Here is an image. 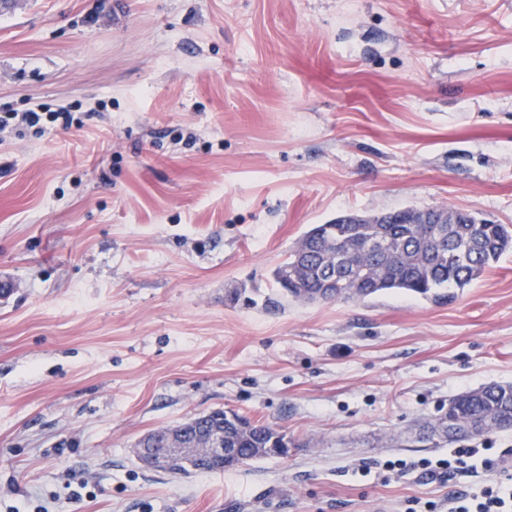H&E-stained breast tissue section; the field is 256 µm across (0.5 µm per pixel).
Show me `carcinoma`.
I'll return each instance as SVG.
<instances>
[{"mask_svg":"<svg viewBox=\"0 0 512 512\" xmlns=\"http://www.w3.org/2000/svg\"><path fill=\"white\" fill-rule=\"evenodd\" d=\"M512 249L506 224H316L303 234L272 276L284 294L299 302L358 301L404 291L435 301L452 300ZM361 277L350 275L351 268ZM216 410L194 419V428L224 426L240 457L202 465L224 471L270 454L287 434L239 414ZM448 437L512 428V387L487 386L448 404Z\"/></svg>","mask_w":512,"mask_h":512,"instance_id":"1","label":"carcinoma"}]
</instances>
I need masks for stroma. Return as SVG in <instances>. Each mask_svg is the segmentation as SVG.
I'll return each mask as SVG.
<instances>
[{
  "label": "stroma",
  "instance_id": "obj_1",
  "mask_svg": "<svg viewBox=\"0 0 512 512\" xmlns=\"http://www.w3.org/2000/svg\"><path fill=\"white\" fill-rule=\"evenodd\" d=\"M0 512H424L483 474L387 460L512 386V250L449 304H303L273 268L346 212L512 225V0H0ZM224 408L288 453L142 467L143 435ZM72 124V116L68 110H51L38 107L26 112H3L0 115V133L7 129L20 127L33 128L35 135H43L48 129L59 126L67 129Z\"/></svg>",
  "mask_w": 512,
  "mask_h": 512
}]
</instances>
